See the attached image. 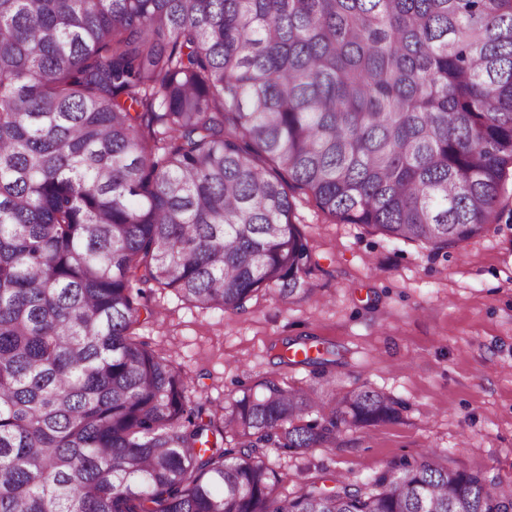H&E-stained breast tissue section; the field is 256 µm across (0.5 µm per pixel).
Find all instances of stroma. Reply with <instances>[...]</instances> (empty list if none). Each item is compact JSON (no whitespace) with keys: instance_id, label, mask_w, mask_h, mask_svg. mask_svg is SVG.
<instances>
[{"instance_id":"35a3bbf8","label":"stroma","mask_w":512,"mask_h":512,"mask_svg":"<svg viewBox=\"0 0 512 512\" xmlns=\"http://www.w3.org/2000/svg\"><path fill=\"white\" fill-rule=\"evenodd\" d=\"M295 215L317 261L312 295L270 293L224 312L152 288L144 303L158 316L140 322L138 340L185 375L209 415L267 378L317 384L313 367L278 362L306 343L337 352V389L380 388L403 402L399 419L345 430L335 447L267 449L278 493L321 475L359 484L428 446L435 467L512 478V199L487 233L436 255L330 223L301 198Z\"/></svg>"}]
</instances>
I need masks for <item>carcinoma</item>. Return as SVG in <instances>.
I'll return each mask as SVG.
<instances>
[{"label": "carcinoma", "instance_id": "1", "mask_svg": "<svg viewBox=\"0 0 512 512\" xmlns=\"http://www.w3.org/2000/svg\"><path fill=\"white\" fill-rule=\"evenodd\" d=\"M512 182V0H0V512H512L430 448L276 493L264 449L397 418L328 351L203 420L135 338L142 287L241 311L309 295L301 193L438 254Z\"/></svg>", "mask_w": 512, "mask_h": 512}]
</instances>
